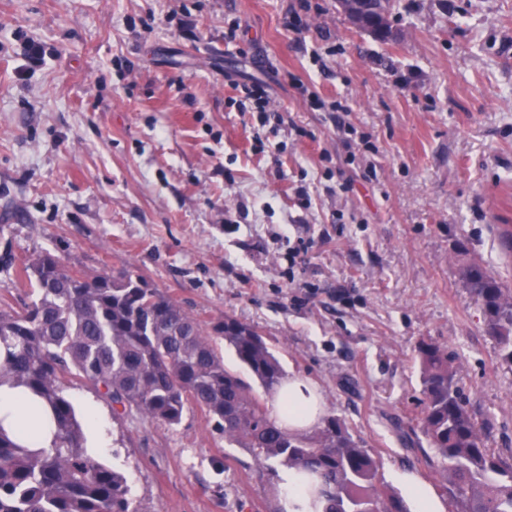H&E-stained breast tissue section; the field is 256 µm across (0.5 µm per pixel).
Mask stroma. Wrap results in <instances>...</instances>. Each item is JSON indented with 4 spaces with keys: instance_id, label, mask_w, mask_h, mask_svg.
<instances>
[{
    "instance_id": "obj_1",
    "label": "stroma",
    "mask_w": 512,
    "mask_h": 512,
    "mask_svg": "<svg viewBox=\"0 0 512 512\" xmlns=\"http://www.w3.org/2000/svg\"><path fill=\"white\" fill-rule=\"evenodd\" d=\"M308 4L289 27L299 0H0V309L29 301L17 269L49 252L133 271L204 327L247 322L410 512L411 478L448 512L412 432L422 341L454 354L488 447L512 454V365L456 260L512 289V0H395L385 44ZM60 386L95 406L97 458L138 512H283L279 473L199 409L168 427L113 416L79 375Z\"/></svg>"
}]
</instances>
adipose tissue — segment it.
Instances as JSON below:
<instances>
[{"mask_svg":"<svg viewBox=\"0 0 512 512\" xmlns=\"http://www.w3.org/2000/svg\"><path fill=\"white\" fill-rule=\"evenodd\" d=\"M270 416L293 433L313 428L323 415L315 389L299 378L288 379L269 401ZM0 427L27 437L34 448L50 446L55 427L48 412H35L32 395L21 387L0 385Z\"/></svg>","mask_w":512,"mask_h":512,"instance_id":"adipose-tissue-1","label":"adipose tissue"}]
</instances>
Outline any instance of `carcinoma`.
I'll list each match as a JSON object with an SVG mask.
<instances>
[{"label": "carcinoma", "mask_w": 512, "mask_h": 512, "mask_svg": "<svg viewBox=\"0 0 512 512\" xmlns=\"http://www.w3.org/2000/svg\"><path fill=\"white\" fill-rule=\"evenodd\" d=\"M458 265L487 333L512 364V289L464 251ZM21 272L37 294L21 312L0 310V385L31 392L56 431L52 447L35 449L0 428V512H137L125 475L85 447L83 424L59 384L73 372L117 415L135 411L172 427L188 407L199 408L255 461L316 476L323 512H408L382 480L379 461L339 419L291 433L225 366L217 337L265 390L281 385L280 362L251 325L226 316L208 330L130 271L90 277L44 253ZM419 355L417 427L445 463L448 512H512V455L486 447L455 357L435 342L422 344Z\"/></svg>", "instance_id": "1"}]
</instances>
